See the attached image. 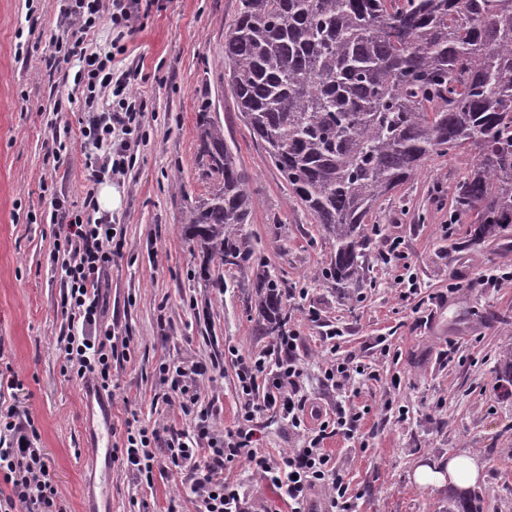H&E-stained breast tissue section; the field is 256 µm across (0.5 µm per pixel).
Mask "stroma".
Wrapping results in <instances>:
<instances>
[{
  "mask_svg": "<svg viewBox=\"0 0 512 512\" xmlns=\"http://www.w3.org/2000/svg\"><path fill=\"white\" fill-rule=\"evenodd\" d=\"M65 0H0V406L13 408L38 431L35 447L49 460L66 512H82L94 471L83 453L81 381L63 372L59 349L69 323L62 309L56 243L88 188L85 159L94 146L80 134L88 114L83 97L60 104L71 89L66 65H54L74 38ZM239 0H155L136 30L111 48L108 25L85 50L112 49V67L137 78L147 100L145 136L136 161L117 182L113 223L125 247L105 280L107 320L125 345L112 359V435L122 442L128 421L165 426L180 435L194 416L179 404L156 402L167 367L202 363L200 409L214 433L243 421L236 376L239 361L268 352L273 337L255 333L243 274L222 270L223 286L199 275V256L181 232L188 203L212 185L198 164L197 112L208 105L224 127L241 168L261 199L244 232L271 271L288 280L290 326L302 344V393L309 421L345 404L361 415L359 438L326 439L353 512H447L448 491L418 485L416 467L478 452L484 469L471 493L483 512H512V396L496 382L503 352L512 347V230L469 247L471 224L450 223L448 191L465 168V154L429 160L425 174L394 192L374 224L367 282L355 302L313 280L330 245L311 216L294 204L267 155L250 135L224 79V31ZM62 144L59 160L49 153ZM66 209L54 213V198ZM424 213L425 223L413 221ZM401 236L403 260L381 259L390 237ZM495 273L496 285L481 284ZM414 276V294L401 296L398 276ZM341 335L328 339V329ZM351 359L359 372L344 389L324 370ZM251 426L259 451L279 456L300 447L301 435L272 410ZM249 512H288L278 491L245 461L224 470ZM106 487L112 512H196L173 469L153 482L112 464Z\"/></svg>",
  "mask_w": 512,
  "mask_h": 512,
  "instance_id": "obj_1",
  "label": "stroma"
}]
</instances>
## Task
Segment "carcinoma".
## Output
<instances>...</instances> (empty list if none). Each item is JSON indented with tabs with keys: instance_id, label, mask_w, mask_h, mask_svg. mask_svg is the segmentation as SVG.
Wrapping results in <instances>:
<instances>
[{
	"instance_id": "1",
	"label": "carcinoma",
	"mask_w": 512,
	"mask_h": 512,
	"mask_svg": "<svg viewBox=\"0 0 512 512\" xmlns=\"http://www.w3.org/2000/svg\"><path fill=\"white\" fill-rule=\"evenodd\" d=\"M224 64L250 134L331 242L315 277L343 298L366 278L373 214L434 157H468L451 207L475 225L472 244L512 227V0H240ZM197 128L213 188L182 233L201 274L216 263L248 275L257 331L284 336L288 280L243 233L258 194L206 106ZM501 363L509 391L512 350ZM448 512L481 510L453 491Z\"/></svg>"
}]
</instances>
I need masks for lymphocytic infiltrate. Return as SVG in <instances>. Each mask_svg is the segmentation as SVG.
Segmentation results:
<instances>
[{
    "label": "lymphocytic infiltrate",
    "instance_id": "lymphocytic-infiltrate-1",
    "mask_svg": "<svg viewBox=\"0 0 512 512\" xmlns=\"http://www.w3.org/2000/svg\"><path fill=\"white\" fill-rule=\"evenodd\" d=\"M141 0H72L65 14L81 36H88L101 23L111 24L119 35L134 29L140 17ZM80 68L75 85L83 89L88 119L81 130L84 138L102 148V155L88 158V180L122 179L134 164L133 144L142 139L145 101L134 89L132 75H111L108 62L94 53L79 52ZM111 86L113 100L98 107V89ZM93 193H86L82 208L72 214L61 245L71 256L65 269L66 293L62 306L76 331L68 336L62 351L65 370L79 380H94L102 390L112 386L114 331L105 326V302L101 279L111 268L115 255L123 249L122 231L108 215H97ZM300 338L296 332L277 337L273 344L280 360L269 367L266 356L242 362L237 373L245 398V419H252L259 407L277 410L293 427H301L306 408L298 382L303 374L297 362ZM207 365L194 363L176 366L169 390L184 412H192L201 397L199 379L207 374ZM360 428L357 413L337 406L333 417L321 422L318 431L305 439L303 447L279 457L259 454L254 446L252 428L218 437L210 429L207 417H199L192 434L168 436L166 428L128 431L112 458L136 478H151L157 463L158 446H165L167 459L176 472L183 474L197 503V512H245L236 485L225 482L227 464L243 460L253 472L279 489L287 498L291 512H313L310 490L329 484L338 512H349L345 499L347 487L321 448L323 440L343 434L355 436ZM0 429L9 434L7 445H0V512H64L50 466L41 449L30 444L32 425L17 422L14 412L0 413Z\"/></svg>",
    "mask_w": 512,
    "mask_h": 512
}]
</instances>
